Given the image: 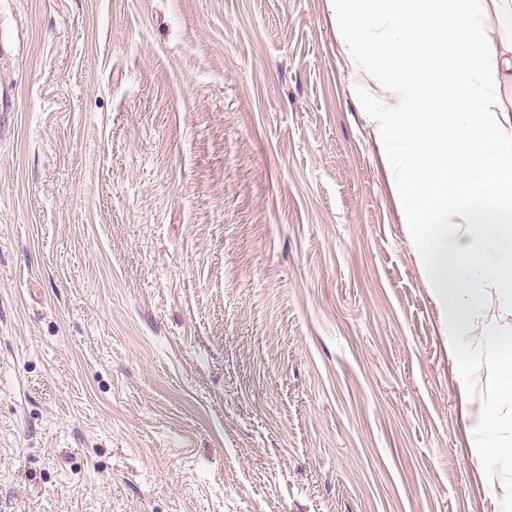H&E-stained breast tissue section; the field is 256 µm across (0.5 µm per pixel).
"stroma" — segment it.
I'll return each instance as SVG.
<instances>
[{
  "instance_id": "obj_1",
  "label": "stroma",
  "mask_w": 512,
  "mask_h": 512,
  "mask_svg": "<svg viewBox=\"0 0 512 512\" xmlns=\"http://www.w3.org/2000/svg\"><path fill=\"white\" fill-rule=\"evenodd\" d=\"M0 44V512H512L327 0Z\"/></svg>"
}]
</instances>
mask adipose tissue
Returning a JSON list of instances; mask_svg holds the SVG:
<instances>
[{
    "mask_svg": "<svg viewBox=\"0 0 512 512\" xmlns=\"http://www.w3.org/2000/svg\"><path fill=\"white\" fill-rule=\"evenodd\" d=\"M385 147L388 180L448 333L479 348L496 408L488 474L512 456V0H328Z\"/></svg>",
    "mask_w": 512,
    "mask_h": 512,
    "instance_id": "obj_1",
    "label": "adipose tissue"
}]
</instances>
